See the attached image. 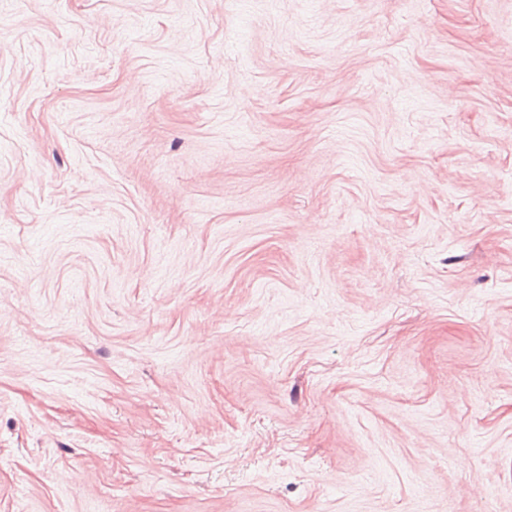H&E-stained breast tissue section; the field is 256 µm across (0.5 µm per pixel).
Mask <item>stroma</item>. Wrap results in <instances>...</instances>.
Segmentation results:
<instances>
[{
    "mask_svg": "<svg viewBox=\"0 0 512 512\" xmlns=\"http://www.w3.org/2000/svg\"><path fill=\"white\" fill-rule=\"evenodd\" d=\"M0 512H512V0H0Z\"/></svg>",
    "mask_w": 512,
    "mask_h": 512,
    "instance_id": "1",
    "label": "stroma"
}]
</instances>
